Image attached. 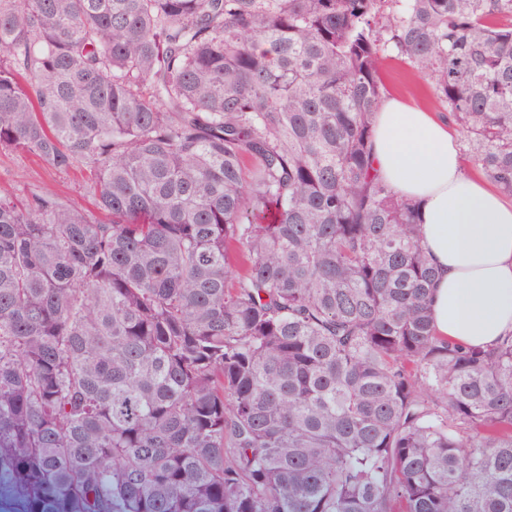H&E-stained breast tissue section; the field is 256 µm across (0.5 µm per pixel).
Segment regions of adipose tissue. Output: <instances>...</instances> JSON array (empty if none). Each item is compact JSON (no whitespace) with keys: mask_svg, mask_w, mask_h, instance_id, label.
Returning a JSON list of instances; mask_svg holds the SVG:
<instances>
[{"mask_svg":"<svg viewBox=\"0 0 512 512\" xmlns=\"http://www.w3.org/2000/svg\"><path fill=\"white\" fill-rule=\"evenodd\" d=\"M374 126L380 177L420 204L439 335L487 345L511 333L512 203L462 173L453 136L431 113L391 98Z\"/></svg>","mask_w":512,"mask_h":512,"instance_id":"1","label":"adipose tissue"}]
</instances>
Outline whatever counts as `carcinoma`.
<instances>
[{
  "instance_id": "cac0c4a2",
  "label": "carcinoma",
  "mask_w": 512,
  "mask_h": 512,
  "mask_svg": "<svg viewBox=\"0 0 512 512\" xmlns=\"http://www.w3.org/2000/svg\"><path fill=\"white\" fill-rule=\"evenodd\" d=\"M512 198V0H0V502L512 512V334H438L386 59ZM87 177L83 168L56 172L26 153L0 150V185L20 194L48 187L72 203L91 208L92 198L85 190Z\"/></svg>"
}]
</instances>
